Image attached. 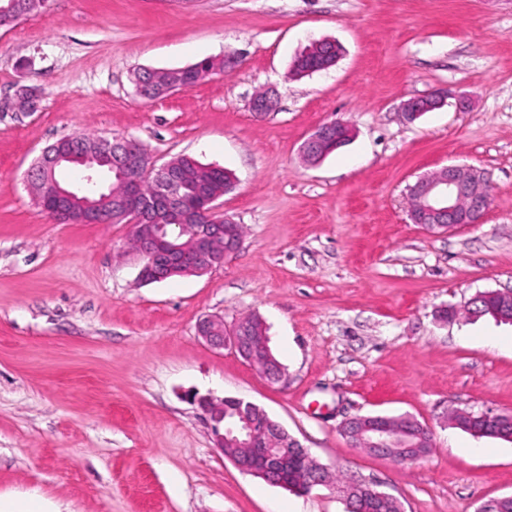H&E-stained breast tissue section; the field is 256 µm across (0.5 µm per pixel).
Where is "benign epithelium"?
I'll list each match as a JSON object with an SVG mask.
<instances>
[{
    "label": "benign epithelium",
    "mask_w": 512,
    "mask_h": 512,
    "mask_svg": "<svg viewBox=\"0 0 512 512\" xmlns=\"http://www.w3.org/2000/svg\"><path fill=\"white\" fill-rule=\"evenodd\" d=\"M26 16L23 6L16 0L0 4V26H11ZM448 97V90H440L422 100L414 99L403 104L405 117L413 121L423 113L437 108ZM278 107V99L269 90L261 97L255 96L251 108L257 118H263ZM336 136V144L347 141L351 128L341 122L332 121L318 126L303 142L301 157L310 163L322 159L320 151ZM112 160V179L120 195L114 199L112 211H106L89 197H84V207L75 211L70 206L77 191L54 179L56 168L71 163L84 168V184H98L99 158ZM44 193L39 199L43 210L62 221L76 224L123 223L132 226L138 238L137 252L143 265L142 280H163L169 270L181 267L196 275L204 274L224 264V259L236 253L242 239L224 235V225L234 223L230 217H216V201L199 194L202 215L200 224H182L179 216V188L181 179L167 162L157 165L139 143L127 139L98 141L92 149L76 148L63 152L42 153ZM150 179L154 192L146 195L142 184ZM407 196L413 207L409 216L414 224L422 225L433 233L447 232L458 226L477 224L489 206L490 197L484 173L473 166H446L431 174L418 178L408 186ZM164 207L169 213L168 224H144L136 214L150 215ZM197 335L214 350L230 349L250 364L258 367L272 382H279L284 369L272 355L267 337L252 335L251 329L242 321L231 329H224V320L205 317L197 325ZM192 401L201 415L212 423L214 447L223 451L243 472L259 477L280 487H288L282 480L281 471L288 466V455L301 460L299 483L306 490L316 486H327L338 490L346 502L368 500L380 512H402L398 501L391 495L360 482L336 483L327 467L321 464L307 448L279 423L269 417L260 406L237 400L234 415L224 422V400L210 395H193ZM413 427L394 431L385 425L373 423L367 416L346 420L341 431L350 444L370 453L383 454L398 463L415 461L427 456V438L430 429L417 420Z\"/></svg>",
    "instance_id": "7a95c632"
}]
</instances>
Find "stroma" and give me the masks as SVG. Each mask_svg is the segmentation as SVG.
<instances>
[{
  "mask_svg": "<svg viewBox=\"0 0 512 512\" xmlns=\"http://www.w3.org/2000/svg\"><path fill=\"white\" fill-rule=\"evenodd\" d=\"M323 38L341 44L337 64L292 76ZM227 52L239 65L190 89L135 90L138 69ZM21 86L37 110L0 112L1 497L23 512H345L332 488L299 495L239 470L193 393L256 403L404 512L512 495V442L448 420L512 415V324L462 315L477 293L512 292V0H49L0 28V102ZM441 88L444 106L404 119V102ZM262 89L279 105L259 119ZM333 119L351 141L304 163L301 144ZM80 133L229 170L217 212L245 227L242 248L204 275L144 283L130 225L53 223L27 172ZM449 165L482 169L490 204L480 223L431 233L411 222L407 187ZM250 314L281 383L197 335L201 318ZM377 414L427 425L431 453L398 464L350 447L341 422Z\"/></svg>",
  "mask_w": 512,
  "mask_h": 512,
  "instance_id": "35a3bbf8",
  "label": "stroma"
}]
</instances>
